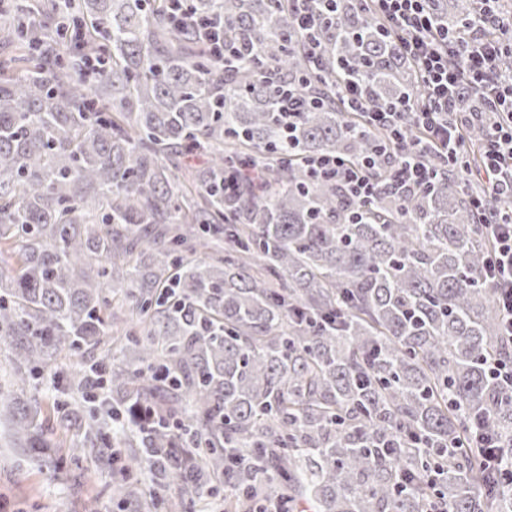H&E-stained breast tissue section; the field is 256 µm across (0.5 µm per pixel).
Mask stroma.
Here are the masks:
<instances>
[{
    "label": "stroma",
    "instance_id": "stroma-1",
    "mask_svg": "<svg viewBox=\"0 0 512 512\" xmlns=\"http://www.w3.org/2000/svg\"><path fill=\"white\" fill-rule=\"evenodd\" d=\"M114 482L92 457L57 471L46 460L21 455L0 425V512H144L143 502L159 493L173 512H182L177 485L160 490L142 474L137 497L122 502L113 494Z\"/></svg>",
    "mask_w": 512,
    "mask_h": 512
}]
</instances>
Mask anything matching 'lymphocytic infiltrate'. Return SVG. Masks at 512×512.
I'll return each instance as SVG.
<instances>
[{
    "instance_id": "f902f5d3",
    "label": "lymphocytic infiltrate",
    "mask_w": 512,
    "mask_h": 512,
    "mask_svg": "<svg viewBox=\"0 0 512 512\" xmlns=\"http://www.w3.org/2000/svg\"><path fill=\"white\" fill-rule=\"evenodd\" d=\"M376 6L396 50L413 60L424 87V102L416 114V132H407L402 114L407 101L383 106L367 96L361 74H352L336 88L337 97L351 110L365 113L369 123L386 127L394 141L403 143L401 155L379 150L351 163L339 156H315L308 163L315 175L341 182L350 196L366 200L376 195L378 173L388 168L395 187L423 191L438 172L425 157L437 151L444 161L467 168L464 125L473 112L462 104L470 94L492 119L482 146L483 166L478 174L484 192L473 201L494 244L486 278L505 315L504 334L512 340V70L503 71L500 59L512 50V12L500 0H476L478 9L464 34L449 31L431 10V0H358ZM288 10L302 36L306 63L321 71L324 55L314 31L336 17V0H288Z\"/></svg>"
}]
</instances>
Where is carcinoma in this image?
Listing matches in <instances>:
<instances>
[{
  "label": "carcinoma",
  "instance_id": "cac0c4a2",
  "mask_svg": "<svg viewBox=\"0 0 512 512\" xmlns=\"http://www.w3.org/2000/svg\"><path fill=\"white\" fill-rule=\"evenodd\" d=\"M188 5L243 63L218 67L169 0H54L50 26L29 5L4 14L0 336L27 396L0 402L13 445L43 450L47 375L72 395L60 421L80 420L67 458L117 471L121 496L147 470L191 504L227 486L228 509L242 493L288 512H512L467 434L478 415L512 441L489 372L512 343L484 278L483 185L450 168L360 201L305 163L359 161L384 137L344 110L334 62L364 70L376 104L417 98L410 62L350 0L319 34L320 75L281 0ZM433 10L455 26L472 4ZM89 55L102 69L75 79ZM290 87L317 103L288 124ZM116 296L123 360L92 361Z\"/></svg>",
  "mask_w": 512,
  "mask_h": 512
}]
</instances>
